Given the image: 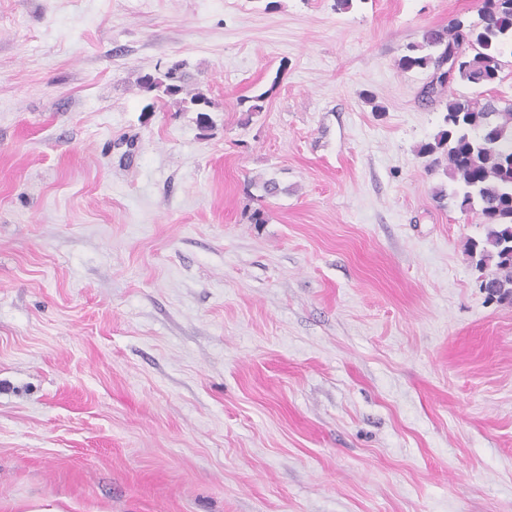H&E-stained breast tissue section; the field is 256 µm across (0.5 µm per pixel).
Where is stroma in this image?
<instances>
[{
  "label": "stroma",
  "mask_w": 512,
  "mask_h": 512,
  "mask_svg": "<svg viewBox=\"0 0 512 512\" xmlns=\"http://www.w3.org/2000/svg\"><path fill=\"white\" fill-rule=\"evenodd\" d=\"M476 17L0 0V512H512V306L397 67ZM185 64L175 62L163 73L162 77H155L151 74H145L140 77L139 85L146 92H161L167 97H177L182 94L185 97L176 99L179 104H190L201 109V107H210L212 102L202 91L192 92L187 89Z\"/></svg>",
  "instance_id": "35a3bbf8"
}]
</instances>
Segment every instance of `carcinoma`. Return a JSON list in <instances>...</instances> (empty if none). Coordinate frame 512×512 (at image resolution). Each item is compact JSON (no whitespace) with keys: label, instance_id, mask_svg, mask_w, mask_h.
I'll return each instance as SVG.
<instances>
[{"label":"carcinoma","instance_id":"cac0c4a2","mask_svg":"<svg viewBox=\"0 0 512 512\" xmlns=\"http://www.w3.org/2000/svg\"><path fill=\"white\" fill-rule=\"evenodd\" d=\"M512 48V0H485L477 19L451 20L444 27H428L421 41L406 46L397 67L402 71L438 73L448 50L460 56L452 78L477 87L502 81L501 57ZM185 64L175 62L160 77L145 74L139 85L147 92L177 98L181 104L209 107L201 92L187 89ZM420 152L433 164H446L454 184L436 196L462 198L461 207L479 214L489 225L484 240L471 242L468 253L481 272V288L499 303L512 304V102L501 97L450 96L444 103L440 130Z\"/></svg>","mask_w":512,"mask_h":512}]
</instances>
